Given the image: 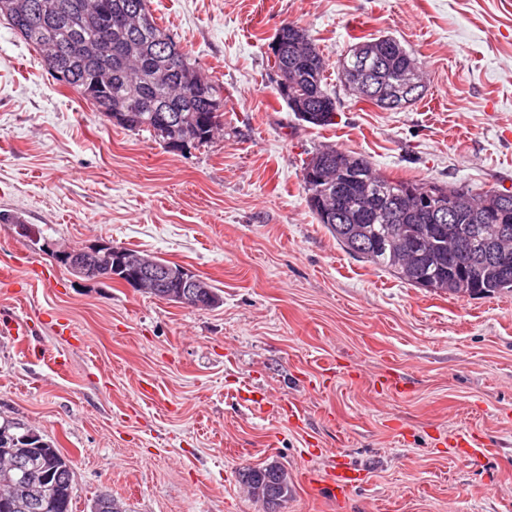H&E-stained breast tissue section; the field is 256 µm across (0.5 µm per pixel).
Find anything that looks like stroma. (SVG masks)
Instances as JSON below:
<instances>
[{
	"instance_id": "1",
	"label": "stroma",
	"mask_w": 512,
	"mask_h": 512,
	"mask_svg": "<svg viewBox=\"0 0 512 512\" xmlns=\"http://www.w3.org/2000/svg\"><path fill=\"white\" fill-rule=\"evenodd\" d=\"M220 87L224 126L168 149L56 81L0 17V424L73 471V512H264L239 470L278 462L280 512H512V294L453 298L345 252L310 211L325 146L376 172L512 191V0H149ZM292 22L326 61L334 125L280 98ZM388 35L425 91L385 110L338 68ZM138 250L205 278L197 308L74 275L54 249ZM392 389H383V382ZM361 486L309 483L329 452Z\"/></svg>"
}]
</instances>
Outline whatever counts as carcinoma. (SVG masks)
Returning a JSON list of instances; mask_svg holds the SVG:
<instances>
[{
	"mask_svg": "<svg viewBox=\"0 0 512 512\" xmlns=\"http://www.w3.org/2000/svg\"><path fill=\"white\" fill-rule=\"evenodd\" d=\"M22 14L14 10L18 0H0V16L38 54L51 41L69 45L80 41L106 52L76 55L56 68L41 59L57 81L73 88L98 112L130 131H147L160 141L164 127L161 116L178 112L189 127V145L211 141L221 126L223 99L215 82L203 74L188 53L180 52L169 63L163 47L174 43L161 28L148 0H26ZM127 11L138 13L140 29L131 31L119 23ZM278 50L273 52L274 68L293 64V33L290 24L275 35ZM313 54L298 66L303 80L299 96L314 110V126L334 124L336 98L324 89L326 65L316 40ZM173 65L178 73L167 83L156 79V72ZM415 61L407 50L389 54L366 78L389 92L398 91L409 67ZM109 74L98 81L100 72ZM324 151L337 156L351 173L341 190L349 199L345 220L325 221L319 209L323 191L302 177L308 206L318 223L324 225L347 252L375 267L394 273L415 288L454 297H491L512 292V210L491 207L480 212L459 214L455 224H426L412 211L404 224H386L376 218L382 202L398 196L412 181L395 180L374 173L369 159L334 147ZM464 203L473 208L483 200L494 203L501 192L464 191ZM238 481L251 498L262 502L266 512L278 508L291 493L288 472L275 462L238 472ZM73 475L60 450L42 437L29 439L11 428L0 427V512H72ZM91 512H123L112 496L96 497Z\"/></svg>",
	"mask_w": 512,
	"mask_h": 512,
	"instance_id": "obj_1",
	"label": "carcinoma"
}]
</instances>
